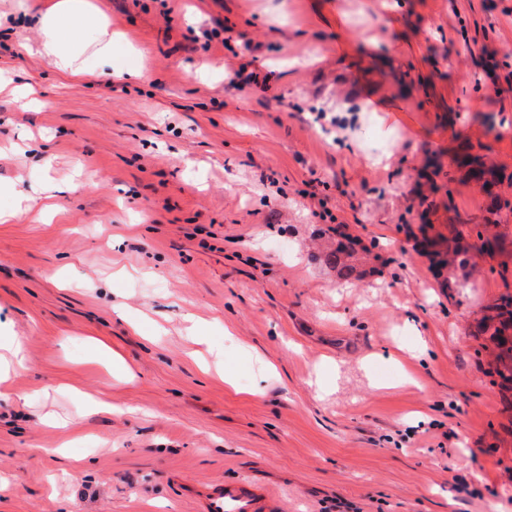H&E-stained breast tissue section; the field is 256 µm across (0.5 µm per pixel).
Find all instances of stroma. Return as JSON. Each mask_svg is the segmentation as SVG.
I'll return each instance as SVG.
<instances>
[{
    "mask_svg": "<svg viewBox=\"0 0 512 512\" xmlns=\"http://www.w3.org/2000/svg\"><path fill=\"white\" fill-rule=\"evenodd\" d=\"M48 2L0 0L32 99L0 91V212L65 188L0 223L30 396L0 402V512H195L182 483L248 475L275 512H512L477 327L512 295V0H89L133 44L83 77L25 49ZM243 63L268 89L230 86ZM340 231L370 247L348 279L313 257ZM425 239L468 249L466 287Z\"/></svg>",
    "mask_w": 512,
    "mask_h": 512,
    "instance_id": "stroma-1",
    "label": "stroma"
}]
</instances>
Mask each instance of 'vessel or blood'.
Wrapping results in <instances>:
<instances>
[{
  "label": "vessel or blood",
  "mask_w": 512,
  "mask_h": 512,
  "mask_svg": "<svg viewBox=\"0 0 512 512\" xmlns=\"http://www.w3.org/2000/svg\"><path fill=\"white\" fill-rule=\"evenodd\" d=\"M182 491L200 512H271L274 500L271 491L254 477L217 482L202 490L186 485Z\"/></svg>",
  "instance_id": "1"
}]
</instances>
